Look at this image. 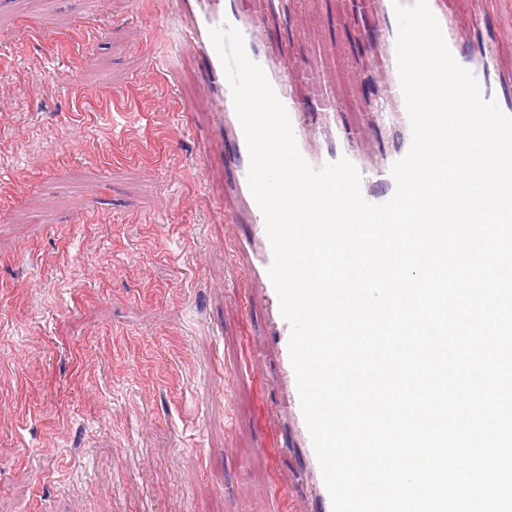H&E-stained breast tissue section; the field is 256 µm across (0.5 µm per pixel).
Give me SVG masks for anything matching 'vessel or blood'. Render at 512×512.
I'll return each instance as SVG.
<instances>
[{
	"label": "vessel or blood",
	"mask_w": 512,
	"mask_h": 512,
	"mask_svg": "<svg viewBox=\"0 0 512 512\" xmlns=\"http://www.w3.org/2000/svg\"><path fill=\"white\" fill-rule=\"evenodd\" d=\"M297 2L298 0H253L252 7H235L228 10L224 7V0H169L171 12L182 18L176 28L178 40L194 46L206 63L207 102L213 112L214 127L218 133L227 134L232 138L238 148L233 158L238 175L233 184L227 187L224 197L219 199L217 206L224 213L225 223L248 224L252 227L249 238L235 243L232 255L236 258L247 255L251 258V272L262 287L272 318L271 336L279 354L278 382L293 396L297 395L298 389L289 354L290 325L281 314L278 294L268 276L273 253L263 214L247 181L248 147L234 108L229 83L209 31L228 24L242 33L247 55L262 67L289 115L301 155L312 167L318 168L351 155L347 147L351 134L346 130L340 131L332 146L317 151L310 147V138L315 127L311 116L312 111L316 110L326 115L334 114L338 110L336 100L331 95H323L315 110H308L290 90L289 84L294 80L295 75L287 61L272 58L260 50L268 21L277 13L289 11ZM428 2L453 57L461 66L474 74L485 98L495 97L496 90L486 75L483 62L472 59L462 49L460 36L448 15L447 0H428ZM397 34V21H389L382 33V38L388 47L385 66L390 73L386 83V95L391 101L401 106L404 105L405 99L400 85L395 51ZM396 160V155L392 154L377 167L361 168V193L368 202L381 204L392 198L396 185L391 169ZM291 422L307 458V466L301 479L312 484L315 498L322 512H332L331 499L323 481L321 467L300 405H293Z\"/></svg>",
	"instance_id": "b4317fda"
}]
</instances>
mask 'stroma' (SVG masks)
Segmentation results:
<instances>
[{
	"instance_id": "1",
	"label": "stroma",
	"mask_w": 512,
	"mask_h": 512,
	"mask_svg": "<svg viewBox=\"0 0 512 512\" xmlns=\"http://www.w3.org/2000/svg\"><path fill=\"white\" fill-rule=\"evenodd\" d=\"M468 51L496 45L495 0H448ZM162 0H0V512H319L275 380L268 306L233 259L245 224L216 208L195 49L163 37ZM49 16L45 30L30 20ZM357 0L271 20V52L318 68L367 166L381 26ZM167 219L156 222L160 204Z\"/></svg>"
}]
</instances>
